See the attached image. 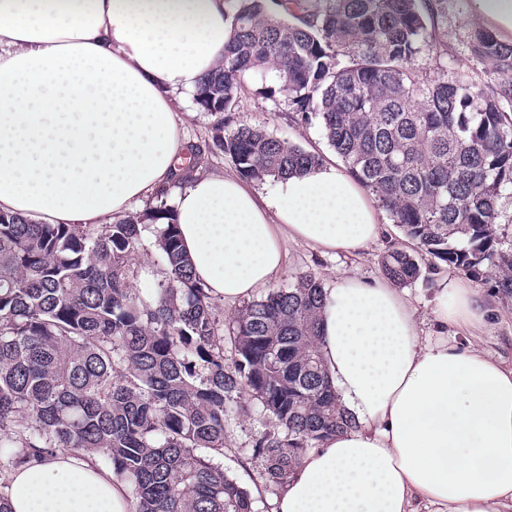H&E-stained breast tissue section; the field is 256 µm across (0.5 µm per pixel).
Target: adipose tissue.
<instances>
[{
  "instance_id": "ef3b65f1",
  "label": "adipose tissue",
  "mask_w": 512,
  "mask_h": 512,
  "mask_svg": "<svg viewBox=\"0 0 512 512\" xmlns=\"http://www.w3.org/2000/svg\"><path fill=\"white\" fill-rule=\"evenodd\" d=\"M512 42V0H470ZM224 0H0V210L42 224H108L162 194L187 141L173 104L224 53ZM184 253L234 305L281 272L288 242L358 254L381 235L363 185L319 164L266 197L197 174L174 199ZM480 294L441 282L436 338L389 280L347 277L326 294L321 353L352 428L310 449L271 512H512V366L467 332ZM11 512H132L127 483L93 455L17 468Z\"/></svg>"
}]
</instances>
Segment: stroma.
Instances as JSON below:
<instances>
[{
  "label": "stroma",
  "instance_id": "35a3bbf8",
  "mask_svg": "<svg viewBox=\"0 0 512 512\" xmlns=\"http://www.w3.org/2000/svg\"><path fill=\"white\" fill-rule=\"evenodd\" d=\"M474 18L467 0H448V14L444 24L448 53L453 58L451 74L474 76L478 65L468 57L463 46L468 27ZM266 81L257 75L246 76L240 94V115L251 123L263 126L275 136L289 139L304 149L319 154L322 158H332L334 152L324 138L318 124L299 126L292 122L288 102L283 97L267 99L259 90ZM175 115L187 138L200 148L206 149L212 142L214 119L200 111L192 96H184L175 108ZM204 172L221 171L235 173L236 168L229 156L208 153L205 156ZM384 231L379 240L361 256L344 253L323 254L301 245L288 247V257L280 274L272 281V288H285L292 284L299 274L311 272L321 281L324 289L334 288L336 283L347 277L379 278L382 277V258L395 248L411 249L412 243L405 238L401 230L393 224L390 217H383ZM161 254L154 245L153 234H146L144 247L132 260L129 280L134 288L143 293L153 292L161 276ZM448 279L458 281L465 286L476 289L484 298L491 311L490 317L479 330L478 344L491 356L507 365H512V295L500 288V276L496 268H485L482 275L471 277L453 267L426 258L421 262L419 278L406 291L417 316L424 321H431V310L438 290V283ZM267 426L266 420L259 412L251 416L231 420L228 426V454L223 464L228 474L247 488H254L257 474L255 469L242 463V451L251 447L254 438Z\"/></svg>",
  "mask_w": 512,
  "mask_h": 512
}]
</instances>
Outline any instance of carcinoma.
<instances>
[{
  "instance_id": "carcinoma-1",
  "label": "carcinoma",
  "mask_w": 512,
  "mask_h": 512,
  "mask_svg": "<svg viewBox=\"0 0 512 512\" xmlns=\"http://www.w3.org/2000/svg\"><path fill=\"white\" fill-rule=\"evenodd\" d=\"M448 0H237L224 56L193 94L215 117L209 151L246 179L285 180L320 157L238 117L245 76L274 70L265 95L297 125L317 121L349 173L429 256L477 277L498 248L512 192V43L475 23L465 48L483 79L448 76ZM426 57L429 65L418 67ZM174 173L188 185L202 151ZM155 224L162 279L151 301L128 264ZM385 276L406 286L416 257L395 249ZM324 288L312 273L233 316L231 355L215 298L182 253L174 209L111 224H35L0 211V448L15 465L59 449L100 454L134 512H258L225 471L226 429L257 403L270 428L243 448L274 496L311 448L353 425L320 351Z\"/></svg>"
}]
</instances>
